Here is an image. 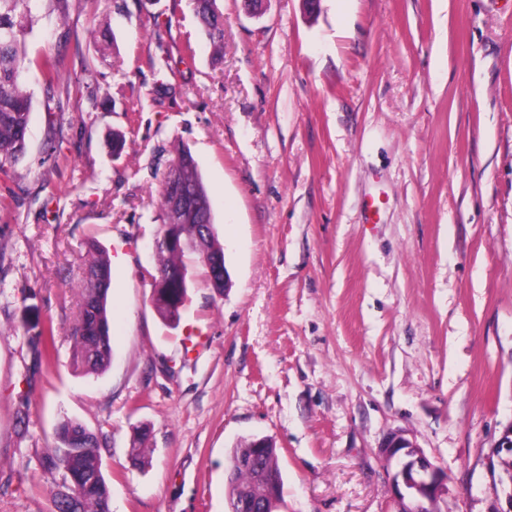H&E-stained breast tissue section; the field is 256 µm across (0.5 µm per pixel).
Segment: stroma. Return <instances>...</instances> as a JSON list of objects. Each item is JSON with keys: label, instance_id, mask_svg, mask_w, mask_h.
Returning <instances> with one entry per match:
<instances>
[{"label": "stroma", "instance_id": "stroma-1", "mask_svg": "<svg viewBox=\"0 0 512 512\" xmlns=\"http://www.w3.org/2000/svg\"><path fill=\"white\" fill-rule=\"evenodd\" d=\"M217 5L219 55L195 0L36 14L27 151L0 173V512H51L39 459L67 418L101 439L111 512H227L229 453L254 436L280 452L279 512H394L395 432L447 472L440 512H487L512 422V0ZM57 52L50 86L35 62ZM183 148L229 286L187 254L173 327L153 241ZM93 244L112 270L100 374L72 339ZM55 348V335L52 326H46L40 336H36L33 341V351L36 363L41 364L42 360L45 363L51 358L52 352Z\"/></svg>", "mask_w": 512, "mask_h": 512}]
</instances>
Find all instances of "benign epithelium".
<instances>
[{
    "label": "benign epithelium",
    "instance_id": "7a95c632",
    "mask_svg": "<svg viewBox=\"0 0 512 512\" xmlns=\"http://www.w3.org/2000/svg\"><path fill=\"white\" fill-rule=\"evenodd\" d=\"M391 475L393 500L398 512H419L413 504L426 500L437 503L445 492L448 476L412 441L401 434L391 436L383 449ZM512 422L507 424L488 455V468L499 470L502 496L496 497L489 512H512Z\"/></svg>",
    "mask_w": 512,
    "mask_h": 512
}]
</instances>
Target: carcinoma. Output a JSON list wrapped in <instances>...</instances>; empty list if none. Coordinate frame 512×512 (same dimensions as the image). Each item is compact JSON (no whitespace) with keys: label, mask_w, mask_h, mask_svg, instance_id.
<instances>
[{"label":"carcinoma","mask_w":512,"mask_h":512,"mask_svg":"<svg viewBox=\"0 0 512 512\" xmlns=\"http://www.w3.org/2000/svg\"><path fill=\"white\" fill-rule=\"evenodd\" d=\"M40 0H0V172L4 165L19 160L26 151V136L31 116V99L24 89L25 40ZM200 20L220 52L224 46V17L215 0H199ZM61 59L48 54L39 71L48 85L60 74ZM177 184L186 189L191 200L182 223L162 224L158 238L173 237L186 241L160 244L153 304L162 318L175 323L188 300L182 287L188 274L184 257L189 252L204 255L207 276L212 287L224 288L215 266L224 265V247L212 223L210 200L198 164L187 150L179 153ZM90 272L85 275L83 306L75 328V359L90 372L106 370L112 360L109 290L111 266L105 251L90 247ZM55 348L52 326L45 327L33 341L36 363L49 361ZM146 431L137 433L130 448V460L137 465L144 459ZM44 472L61 476V485L51 492L52 512H110V491L98 454V438L81 423L62 421L56 430V442L40 460ZM282 471L275 445L262 449L256 462L238 468L228 483L229 504L247 497L259 498L266 512H277L283 489Z\"/></svg>","instance_id":"1"}]
</instances>
